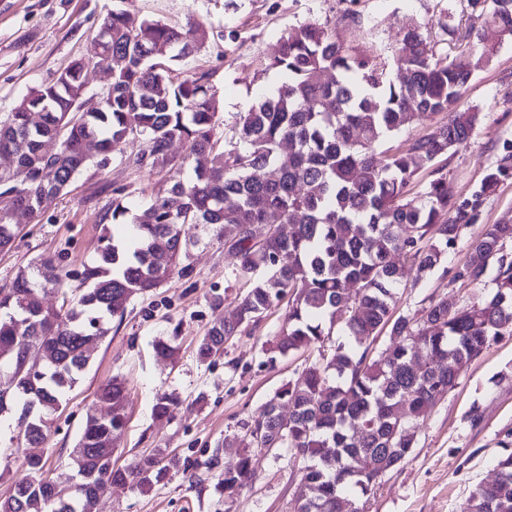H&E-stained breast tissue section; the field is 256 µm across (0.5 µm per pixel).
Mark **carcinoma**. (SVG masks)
Instances as JSON below:
<instances>
[{"instance_id":"1","label":"carcinoma","mask_w":512,"mask_h":512,"mask_svg":"<svg viewBox=\"0 0 512 512\" xmlns=\"http://www.w3.org/2000/svg\"><path fill=\"white\" fill-rule=\"evenodd\" d=\"M481 21L465 31L462 15ZM205 25L192 18L171 25L136 23L114 8L102 19L86 51L55 80L29 97L39 112H10L0 119V153L16 159L0 172V252L12 247L17 226L9 213L35 216L66 191L93 156L103 166L112 144L137 140L127 157L137 169L170 174V186L132 214L127 187L112 188L103 225L124 223L132 240L103 230L94 260L83 266L88 284L73 296L71 274L46 257L20 269L0 288V417L23 404L16 438L40 445L53 419L90 363L84 345L106 337L137 297L154 292L173 274L189 278L187 224L216 232L249 284L232 319H218L199 341L207 360L224 353L233 336L248 332L279 304L288 312L276 338L286 356L319 346V359L278 391L241 433L224 440L203 463L234 466L218 474L226 491L243 488L252 449L291 448L306 461L296 512H338L336 500L360 503L385 472L415 448L417 424L458 385L461 373L500 337L512 335V222L486 224L469 244L467 261L451 282L482 280L496 266L494 286L461 305L450 294L430 301L418 316L395 313L397 290L408 270L420 280L439 269L463 229L481 221L486 201L512 180V140L497 148L482 180L457 194L436 162L467 144L484 119L463 109L464 88L512 40V0H466L461 13L412 18L392 61L358 53L338 28L309 23L285 33L269 66L288 74L276 92L262 94L240 114L230 147L216 137L219 104L208 71L178 70L207 42ZM469 40L465 50L456 46ZM174 54L160 60L156 44ZM112 61V94L96 112L76 115L86 75ZM336 73L328 81L324 75ZM443 114L446 121L403 148L381 145L414 123ZM57 139L51 154L43 143ZM175 142L186 154L170 153ZM291 150L281 153L283 143ZM435 165L414 196L415 161ZM190 169L187 179L181 177ZM61 298L59 307L46 296ZM395 342L374 355L368 340L384 330ZM342 336L324 348L333 333ZM45 346L52 361L24 365L17 337ZM96 396L107 406L81 426L70 465L77 479L64 496L53 493L42 460L27 458L28 478L0 501V512H84L98 481L150 488L165 480L171 461L144 455L120 468L112 452L127 422V388L115 376ZM287 403L288 417L281 413ZM500 477L477 486L459 512H512V429L499 433Z\"/></svg>"}]
</instances>
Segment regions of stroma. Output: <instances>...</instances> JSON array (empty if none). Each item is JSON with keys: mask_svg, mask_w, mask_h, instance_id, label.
Here are the masks:
<instances>
[{"mask_svg": "<svg viewBox=\"0 0 512 512\" xmlns=\"http://www.w3.org/2000/svg\"><path fill=\"white\" fill-rule=\"evenodd\" d=\"M132 19L145 17L185 23L203 20L210 33L205 46L186 66L212 71L220 99L217 134L231 140L240 113L248 111L261 92L277 90L287 80L269 67L280 37L294 27L318 22L338 26L341 37L358 52L386 56L398 48L400 31L409 17L444 15L459 0H0V115L11 112L33 88L55 78L81 55L112 5ZM359 22H342L345 11ZM477 106L484 120L471 142L449 152L442 165L455 192H467L494 161V148L512 139V41L502 43L492 63L479 69L461 99ZM135 144L112 148L104 170L90 167L78 174L67 194L58 197L39 218L20 213L13 221L18 235L11 250L0 253V287L9 285L19 268L50 256L73 270L92 260L99 245L102 207L113 186L129 190L131 212H142L166 173L126 167L123 159ZM478 226L464 229L444 271L420 282L404 281L397 310L421 312L430 300L455 295L476 301L483 283L451 282L449 270L462 265ZM191 278L173 275L156 293L135 299L123 319L113 320L108 336L92 352L93 362L56 419V433L37 448L14 447L0 441V498L27 473L26 459H47L48 475L58 482L72 477L69 453L87 412L103 411L97 389L113 376L128 388V420L112 462L123 467L135 457L161 449L177 461L166 480L148 491L111 485L93 512H295V495L303 459L285 448L256 452L246 486L233 495L217 487L216 473L190 480L187 466L207 461L225 436L257 414L274 393L294 380L308 362L318 358L312 348L273 358L272 348L284 308L269 312L253 333L231 338L222 357L201 360L198 340L218 318L233 317L247 289L235 271V259L212 231L187 228ZM164 340L177 346L173 359L155 354ZM176 394L173 415L153 412L157 397ZM479 405L482 417L472 422L468 411ZM512 427V336L501 338L463 371L457 387L425 417L410 455L380 479L366 503V512H458L475 487L497 476L499 432Z\"/></svg>", "mask_w": 512, "mask_h": 512, "instance_id": "35a3bbf8", "label": "stroma"}]
</instances>
